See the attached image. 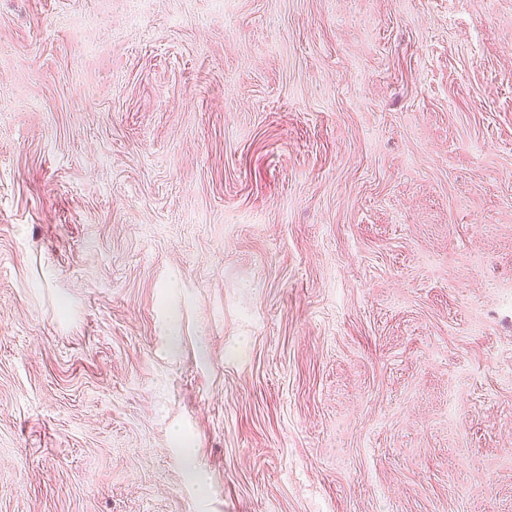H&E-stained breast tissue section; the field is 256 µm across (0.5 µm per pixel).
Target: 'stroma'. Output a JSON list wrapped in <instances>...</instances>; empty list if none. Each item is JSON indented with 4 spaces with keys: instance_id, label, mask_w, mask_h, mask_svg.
Instances as JSON below:
<instances>
[{
    "instance_id": "stroma-1",
    "label": "stroma",
    "mask_w": 512,
    "mask_h": 512,
    "mask_svg": "<svg viewBox=\"0 0 512 512\" xmlns=\"http://www.w3.org/2000/svg\"><path fill=\"white\" fill-rule=\"evenodd\" d=\"M0 512H512V0H0Z\"/></svg>"
}]
</instances>
